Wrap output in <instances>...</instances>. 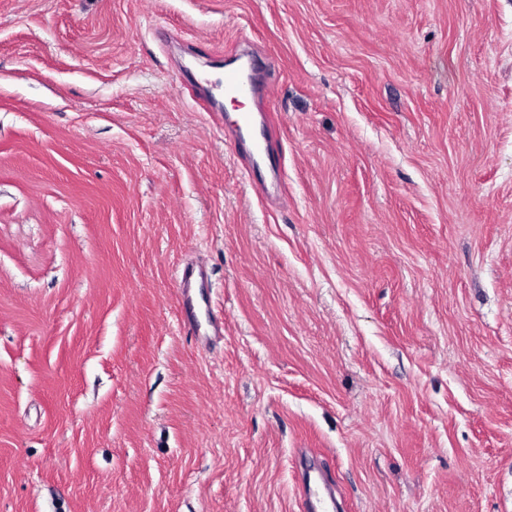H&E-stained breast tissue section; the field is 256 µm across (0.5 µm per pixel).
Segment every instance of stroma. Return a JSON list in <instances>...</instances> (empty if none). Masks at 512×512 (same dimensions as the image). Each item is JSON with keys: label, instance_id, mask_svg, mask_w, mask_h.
<instances>
[{"label": "stroma", "instance_id": "stroma-1", "mask_svg": "<svg viewBox=\"0 0 512 512\" xmlns=\"http://www.w3.org/2000/svg\"><path fill=\"white\" fill-rule=\"evenodd\" d=\"M309 469L512 512V0H0V512H304ZM255 89L250 83H246L239 70L229 69L224 71V95L239 97L252 96ZM233 136L239 146L249 149V151L252 148L256 153L257 158L254 159V171L256 173L261 174L262 166H272L273 162L270 152L268 149L262 148L259 137L255 135L251 113L245 112L241 115ZM207 273L201 268L185 266L177 281V288L181 295V321L185 327L198 332V304L195 289L205 288Z\"/></svg>", "mask_w": 512, "mask_h": 512}]
</instances>
